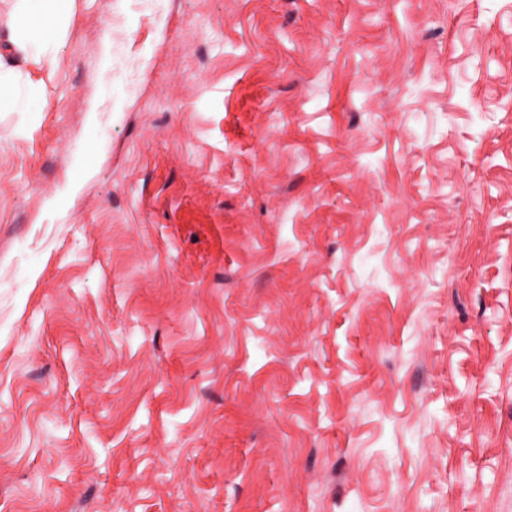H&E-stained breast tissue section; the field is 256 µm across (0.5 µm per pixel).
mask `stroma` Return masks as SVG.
I'll use <instances>...</instances> for the list:
<instances>
[{
    "instance_id": "obj_1",
    "label": "stroma",
    "mask_w": 512,
    "mask_h": 512,
    "mask_svg": "<svg viewBox=\"0 0 512 512\" xmlns=\"http://www.w3.org/2000/svg\"><path fill=\"white\" fill-rule=\"evenodd\" d=\"M41 78L0 512H512V0H76Z\"/></svg>"
}]
</instances>
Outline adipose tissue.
<instances>
[{
  "mask_svg": "<svg viewBox=\"0 0 512 512\" xmlns=\"http://www.w3.org/2000/svg\"><path fill=\"white\" fill-rule=\"evenodd\" d=\"M75 0H15L7 26V46L0 50V109L17 110L37 103L38 82L29 68L54 70L55 48L68 34Z\"/></svg>",
  "mask_w": 512,
  "mask_h": 512,
  "instance_id": "adipose-tissue-1",
  "label": "adipose tissue"
}]
</instances>
